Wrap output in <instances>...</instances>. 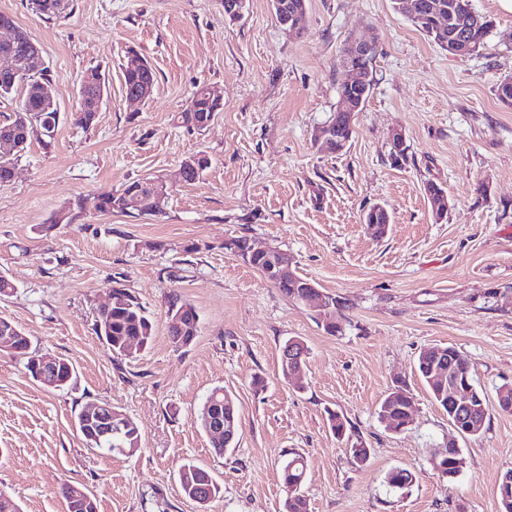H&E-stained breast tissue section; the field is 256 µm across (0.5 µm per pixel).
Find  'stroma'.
Wrapping results in <instances>:
<instances>
[{"instance_id": "stroma-1", "label": "stroma", "mask_w": 512, "mask_h": 512, "mask_svg": "<svg viewBox=\"0 0 512 512\" xmlns=\"http://www.w3.org/2000/svg\"><path fill=\"white\" fill-rule=\"evenodd\" d=\"M493 27L467 56L441 50L406 17L401 0H307L305 31L282 27L270 0H246L224 20V0H69L57 17L31 0H0L40 46L56 86L60 123L50 145L31 140L0 187V317L33 348L71 360V388L45 389L21 361L0 352V489L23 512H66L62 484L88 489L98 512H284L280 473L303 455L309 512H498L512 469V411L497 390L512 384V108L496 96L512 75V12L470 0ZM375 43L374 85L343 151L317 137L347 78L344 49ZM154 66L144 102L122 87L128 50ZM109 81L98 118L77 124L80 77ZM223 108L209 126L177 121L196 86ZM407 158L393 164L391 135ZM192 154L209 168L173 182L167 211L129 217L96 209L98 196L145 177H171ZM440 185L448 211L436 218L424 191ZM386 207L379 239L362 216ZM67 223L54 224L58 212ZM247 236L292 257L297 273L336 295L342 330L285 298L224 248ZM142 303L149 346L115 355L95 332L112 285ZM199 314L186 347L172 344L169 301ZM305 341L298 382L285 381L280 348ZM466 355L489 405L482 435L459 439L465 466L439 477L432 450L453 429L417 371L423 348ZM404 383L413 420L394 431L376 410ZM217 386L233 394L238 442L211 453L197 412ZM133 418L142 445L131 455L88 450L76 431L87 403ZM345 419L338 439L328 412ZM370 450L353 461L352 441ZM204 465L221 488L206 507L182 494L178 468ZM414 476L389 487L391 471Z\"/></svg>"}]
</instances>
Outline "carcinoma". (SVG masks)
<instances>
[{"label":"carcinoma","instance_id":"obj_1","mask_svg":"<svg viewBox=\"0 0 512 512\" xmlns=\"http://www.w3.org/2000/svg\"><path fill=\"white\" fill-rule=\"evenodd\" d=\"M481 24H473L474 17L465 15L463 17L448 18V23L433 31L425 32V35L435 44L440 45V41L448 39V31L461 27H467L474 40L476 47L484 45V40L491 28V21L484 16H479ZM9 24L14 29L13 44L3 45L0 43V52L9 50L17 51L21 46L26 45L31 40L29 34L19 27L14 19L4 13H0V24ZM123 88L125 93H141L145 98L153 95L156 87V72L152 66L148 65L139 69H131L129 66H123ZM101 73L96 68L86 70L81 78L79 91L89 98L97 95L100 90ZM38 87V80L28 79L25 83L12 82L0 75V98H7L13 93L21 92V99L14 112L4 117L0 121V137H9L21 144L20 150L12 154L0 155V186H5L11 181L12 169L15 166V159L20 152L27 148L28 141L32 136L40 137V141L48 146L53 139L55 127L59 123V113L56 109H51L46 113L40 114V118L25 124L18 122V116L26 111L39 108L35 90ZM355 91L349 90L343 86L338 89V105L336 112L340 117L336 119V126L332 133L333 139L341 142L348 138L351 117L348 113L355 111L356 108ZM192 103V110H183L179 115L181 124L190 128L196 124H201L210 120L219 103L213 99L211 91L206 86L197 88L189 98ZM209 158L195 154L185 158L181 166L185 169L184 182L193 183L201 177V172L209 168ZM97 209L104 213H122L131 217L139 216V211L133 208H123L119 205V199L114 193L103 194L98 198ZM310 280L295 275L293 279H281L272 282L280 293L289 301L301 305L303 304L304 294L313 292V289L306 287ZM171 317L182 316L183 322L187 326L184 335L189 338L197 336L199 315L196 309L189 303L178 298L172 300ZM96 332L103 338L106 344L112 349V352L120 355L123 348L130 340L136 341L140 349H145L151 342L153 336V325L146 315L144 306L138 298L129 293L124 288L112 287V307L100 312L96 320ZM432 351L442 352V358L446 363L452 365L461 377L458 383L460 391V400L467 401L472 409L481 411L488 407L487 399L483 391L479 390L474 384L471 363L467 356L453 347L432 346ZM414 406V397L404 385H396L390 389L380 402L377 410V417L381 421H389L394 429H400L408 426L411 419V412ZM120 434L114 437V441L121 442L129 451L136 450V445L141 443V432L138 424L133 419H128L119 427ZM444 470L441 476L453 478L459 474L464 465L465 458L462 450L448 449L446 451V460L442 461ZM182 468L194 474L196 482L191 483L184 479H179L181 490L186 498L193 501V493L197 485H203L208 488L212 496L220 493V487L212 477L207 468L194 462H186ZM305 476V463L303 457L296 453L283 467L281 480L287 497L285 500V512H307V500L302 492V485ZM84 489L64 483L60 488V493L65 501L66 512H94V508L83 507Z\"/></svg>","mask_w":512,"mask_h":512}]
</instances>
